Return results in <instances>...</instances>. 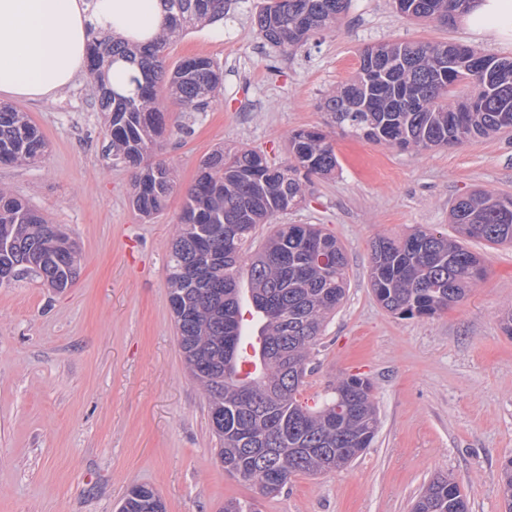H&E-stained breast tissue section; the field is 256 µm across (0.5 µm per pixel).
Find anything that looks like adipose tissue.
Instances as JSON below:
<instances>
[{
  "label": "adipose tissue",
  "mask_w": 512,
  "mask_h": 512,
  "mask_svg": "<svg viewBox=\"0 0 512 512\" xmlns=\"http://www.w3.org/2000/svg\"><path fill=\"white\" fill-rule=\"evenodd\" d=\"M465 21L512 29V0H479ZM164 23L161 0H0V99L50 102L81 74L91 31L145 43Z\"/></svg>",
  "instance_id": "ef3b65f1"
}]
</instances>
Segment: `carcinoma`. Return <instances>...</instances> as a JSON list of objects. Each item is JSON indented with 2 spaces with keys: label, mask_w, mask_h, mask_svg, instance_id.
Instances as JSON below:
<instances>
[{
  "label": "carcinoma",
  "mask_w": 512,
  "mask_h": 512,
  "mask_svg": "<svg viewBox=\"0 0 512 512\" xmlns=\"http://www.w3.org/2000/svg\"><path fill=\"white\" fill-rule=\"evenodd\" d=\"M165 23L146 44L109 35L93 38L88 72L102 111L112 159L137 166L131 203L151 220L176 186L175 170L150 160L163 131V99L181 112H203L221 88V72L208 57L164 67L170 40L203 23L224 20V0H161ZM478 0H394L401 15L451 26ZM352 0H265L257 15L263 39L283 52L336 26ZM123 60L139 76L134 89L108 87L112 65ZM327 125L378 145L419 152L474 138L512 132V58L484 54L464 44L406 41L366 48L356 74L324 99ZM46 143L26 113L0 105V162L34 164ZM330 133L302 128L288 137L280 164L246 148L216 150L202 162L186 193L182 230L169 259V301L191 375L204 390L216 454L224 468L275 493L291 476L339 470L370 447L379 417L370 381L336 380L317 408L300 404L310 353L348 287L345 249L315 224H280L252 249L256 226L298 207L315 175L336 171ZM456 236L417 228L372 244L369 279L387 311L412 318L433 316L462 301L486 276L466 247L470 239L512 246V194L476 190L459 197L449 213ZM249 266L250 300L262 316L261 367L241 375L247 342L238 284ZM79 248L56 224L0 187V286L32 274L61 291L79 274ZM512 512V457L501 466ZM120 512H165L157 493L128 492ZM412 512H468L459 484L432 478Z\"/></svg>",
  "instance_id": "obj_1"
}]
</instances>
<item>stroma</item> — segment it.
<instances>
[{"mask_svg":"<svg viewBox=\"0 0 512 512\" xmlns=\"http://www.w3.org/2000/svg\"><path fill=\"white\" fill-rule=\"evenodd\" d=\"M264 0H227L221 22L174 38L164 66L210 57L223 87L202 112H165L156 160L177 187L153 221L132 208L135 169L107 158L106 115L89 74L56 102L20 100L47 144L36 164H0V186L61 225L82 262L61 292L24 277L0 287V512H117L153 487L166 512H411L448 475L469 512H506L501 463L512 457V248L470 242L487 275L431 317L383 308L369 281L371 246L419 225L449 230L454 201L512 193V136L414 153L334 133L340 168L313 178L279 224H318L343 244L349 291L313 347L300 389L314 404L339 376L373 385L379 427L349 466L292 476L280 493L227 473L208 405L177 339L167 263L188 188L213 150L246 146L287 158L288 137L324 126V97L355 74L361 52L392 41L448 42L512 58V33L488 35L408 19L393 0H352L333 31L282 52L255 19Z\"/></svg>","mask_w":512,"mask_h":512,"instance_id":"1","label":"stroma"}]
</instances>
